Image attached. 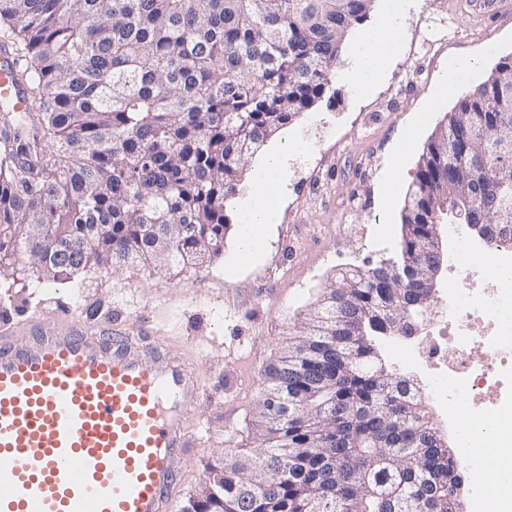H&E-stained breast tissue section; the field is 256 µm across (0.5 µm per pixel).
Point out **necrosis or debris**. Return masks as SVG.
<instances>
[{
  "label": "necrosis or debris",
  "instance_id": "1",
  "mask_svg": "<svg viewBox=\"0 0 512 512\" xmlns=\"http://www.w3.org/2000/svg\"><path fill=\"white\" fill-rule=\"evenodd\" d=\"M448 286L412 336L381 340L391 363L429 401L430 422L449 434L479 432L490 420L498 477L512 475V343L503 318L512 312V235L460 241L448 252ZM483 357L471 358L473 349Z\"/></svg>",
  "mask_w": 512,
  "mask_h": 512
}]
</instances>
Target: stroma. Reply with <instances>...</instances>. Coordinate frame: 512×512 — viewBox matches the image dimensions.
<instances>
[{
  "instance_id": "1",
  "label": "stroma",
  "mask_w": 512,
  "mask_h": 512,
  "mask_svg": "<svg viewBox=\"0 0 512 512\" xmlns=\"http://www.w3.org/2000/svg\"><path fill=\"white\" fill-rule=\"evenodd\" d=\"M398 39L382 78L363 96L353 95L350 48L336 63L335 98L288 124L308 143L289 162L288 190L261 259L236 266L240 225L227 208L224 252L199 268L99 267L72 281L0 276V317L26 311L53 325L57 303L73 317L112 318L148 346L183 361L201 380L205 396L190 412L202 444L183 460L184 496L195 494L227 449L252 453L250 426L262 398V372L276 357L290 327L336 272L393 256L401 239V212L422 153L454 106H425L450 60L481 58V82L503 57H512V11L494 21L473 15L466 0H403ZM417 132L415 155L401 194L384 208L381 186L393 150Z\"/></svg>"
}]
</instances>
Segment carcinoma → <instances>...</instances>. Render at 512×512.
Segmentation results:
<instances>
[{
    "instance_id": "cac0c4a2",
    "label": "carcinoma",
    "mask_w": 512,
    "mask_h": 512,
    "mask_svg": "<svg viewBox=\"0 0 512 512\" xmlns=\"http://www.w3.org/2000/svg\"><path fill=\"white\" fill-rule=\"evenodd\" d=\"M374 0H0L36 123L0 105V275L219 256L242 162L325 98ZM512 136V58L458 98L419 158L396 260L434 215L512 226L492 144ZM453 145L459 162L448 161ZM336 276L264 369L260 449L227 452L199 512H461L465 461L380 354L434 296L380 273Z\"/></svg>"
}]
</instances>
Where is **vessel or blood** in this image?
Masks as SVG:
<instances>
[{
  "instance_id": "vessel-or-blood-1",
  "label": "vessel or blood",
  "mask_w": 512,
  "mask_h": 512,
  "mask_svg": "<svg viewBox=\"0 0 512 512\" xmlns=\"http://www.w3.org/2000/svg\"><path fill=\"white\" fill-rule=\"evenodd\" d=\"M0 102L25 106L4 50ZM58 322L0 318V512H171L181 459L201 444L185 426L195 375L122 330L107 341Z\"/></svg>"
}]
</instances>
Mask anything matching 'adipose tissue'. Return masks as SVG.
<instances>
[{
  "label": "adipose tissue",
  "mask_w": 512,
  "mask_h": 512,
  "mask_svg": "<svg viewBox=\"0 0 512 512\" xmlns=\"http://www.w3.org/2000/svg\"><path fill=\"white\" fill-rule=\"evenodd\" d=\"M387 22L361 35L355 46V75L352 92L366 93L382 75L397 33L395 22L401 15V0H385ZM303 143L284 140L281 148L256 164L251 171V189L236 198L234 205L243 224L242 246L250 257L260 256L267 225L275 223L281 198L287 189L288 157L304 152Z\"/></svg>",
  "instance_id": "obj_1"
}]
</instances>
